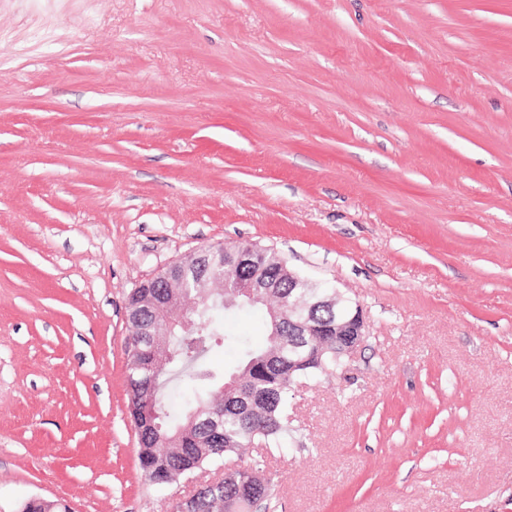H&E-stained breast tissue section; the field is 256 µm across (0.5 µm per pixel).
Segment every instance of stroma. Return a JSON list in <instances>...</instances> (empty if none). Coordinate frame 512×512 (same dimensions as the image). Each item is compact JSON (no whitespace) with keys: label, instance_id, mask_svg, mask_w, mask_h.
<instances>
[{"label":"stroma","instance_id":"1","mask_svg":"<svg viewBox=\"0 0 512 512\" xmlns=\"http://www.w3.org/2000/svg\"><path fill=\"white\" fill-rule=\"evenodd\" d=\"M240 242L367 316L268 512H512V0H0V512H173L125 301ZM186 259H192L194 262H196V268L197 271L201 273L202 276H205L207 279V266L210 263V255L206 251V249H199L193 253H189L185 256H183L178 261L174 262L173 264H170L161 270L157 272L153 277L147 279L151 280L154 279L155 286L154 288H142L141 284H139L136 288H134L129 295H135L138 294V296L144 300L146 303H149L152 298H157L159 294V290L161 288H164L166 291V294L168 293L166 288H173L174 283V273L173 269L176 265H179L180 263L184 262Z\"/></svg>","mask_w":512,"mask_h":512}]
</instances>
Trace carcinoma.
<instances>
[{"label":"carcinoma","instance_id":"obj_1","mask_svg":"<svg viewBox=\"0 0 512 512\" xmlns=\"http://www.w3.org/2000/svg\"><path fill=\"white\" fill-rule=\"evenodd\" d=\"M224 257V287L198 284L167 301L161 314L146 315L143 325L129 323L127 375L131 416L138 435V459L146 479L159 486L182 476L216 467L249 445L285 448L288 444L290 388L302 381L333 373L345 358L334 336H299L288 326V300L311 307L312 320H336V306L321 298L336 293L293 272L288 262L271 249L257 256V288L253 297L241 293L243 277L232 264L238 246L214 247ZM239 307L266 308L267 338L254 347L244 336L230 338L220 316ZM194 326L177 327L165 336L166 321L181 313ZM148 327L151 336L141 335ZM232 341L240 352L232 369H218L206 357ZM167 364V384L158 388L154 372ZM195 382L201 392L185 404L180 416L169 412L165 394L170 385ZM271 495L269 484L254 470L231 473L215 490L193 499L190 512H251L261 509ZM18 512H66L52 501L27 499Z\"/></svg>","mask_w":512,"mask_h":512}]
</instances>
